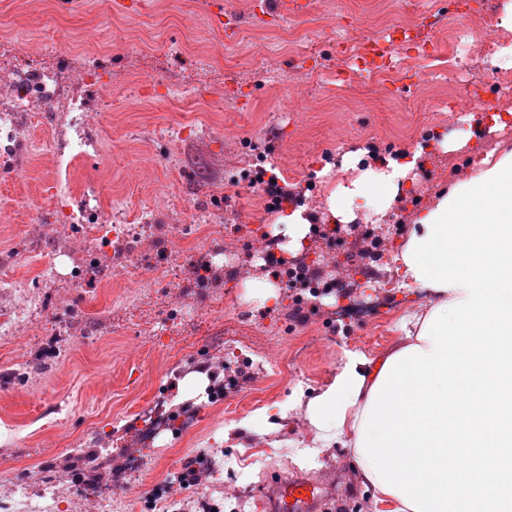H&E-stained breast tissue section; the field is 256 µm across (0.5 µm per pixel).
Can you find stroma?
Instances as JSON below:
<instances>
[{
    "label": "stroma",
    "instance_id": "obj_1",
    "mask_svg": "<svg viewBox=\"0 0 512 512\" xmlns=\"http://www.w3.org/2000/svg\"><path fill=\"white\" fill-rule=\"evenodd\" d=\"M297 2L278 27L261 20L255 0H0V34L24 57L103 73L88 127L109 150L82 162L74 178L94 187L113 217L153 220L129 278L112 285L89 268L72 283L84 242L78 229L51 224L54 176L37 163L53 128L28 125L19 173L0 171V281L23 283L41 299L15 335L0 336V512H17L21 488L55 490L60 512H101L91 487L128 463L99 457L116 443L144 457L120 491L130 512H145L152 489L164 485L181 512H260L269 475L285 467L322 475L341 496V512H376L350 449L337 443L318 465L298 461L311 437L305 405L332 382L345 352L388 350L401 319L426 306L424 293L401 286L395 258L412 212L452 177L471 176L485 152L512 149V122L472 135L463 120L512 110L502 94L512 79L502 55L512 30L471 41L479 0ZM374 40L389 74L338 51L342 42ZM437 131L456 150L429 147ZM371 148L381 158L421 152L387 223L327 224L297 249L245 180L267 157L300 203L319 210L358 174L344 157ZM213 229L237 263L213 267L201 281L195 270L206 263L202 246ZM368 230L381 250L363 256ZM270 251L333 270L347 292L317 298L318 313L299 321L295 289L252 260ZM148 278L155 288L138 293ZM259 281L273 285L276 300H262ZM372 293L391 299L392 309L337 321V304ZM185 304L196 309L195 323L170 322L168 310ZM283 319L286 338L265 339L264 329ZM52 339L65 353L45 354ZM189 340L204 358L180 355ZM200 371L208 383L193 398L184 379ZM153 405L189 410L193 427L140 441L127 423ZM199 457L208 466L200 483L172 484Z\"/></svg>",
    "mask_w": 512,
    "mask_h": 512
}]
</instances>
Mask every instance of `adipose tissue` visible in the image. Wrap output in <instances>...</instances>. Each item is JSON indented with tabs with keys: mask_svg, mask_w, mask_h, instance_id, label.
Wrapping results in <instances>:
<instances>
[{
	"mask_svg": "<svg viewBox=\"0 0 512 512\" xmlns=\"http://www.w3.org/2000/svg\"><path fill=\"white\" fill-rule=\"evenodd\" d=\"M415 167L401 153L326 200L327 221L384 219ZM397 256L427 308L391 349L345 352L306 405L305 460L352 452L387 512H512V150L490 152L412 217Z\"/></svg>",
	"mask_w": 512,
	"mask_h": 512,
	"instance_id": "ef3b65f1",
	"label": "adipose tissue"
}]
</instances>
